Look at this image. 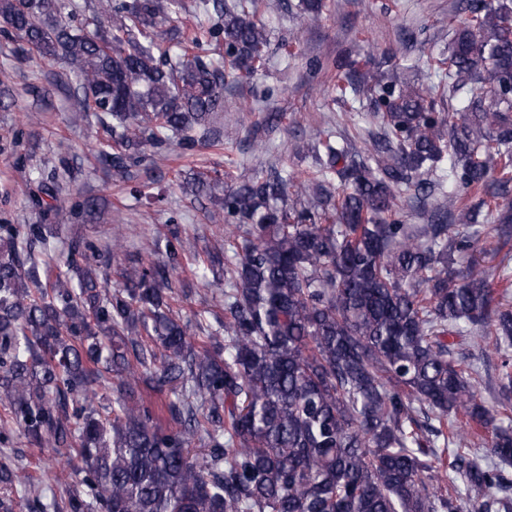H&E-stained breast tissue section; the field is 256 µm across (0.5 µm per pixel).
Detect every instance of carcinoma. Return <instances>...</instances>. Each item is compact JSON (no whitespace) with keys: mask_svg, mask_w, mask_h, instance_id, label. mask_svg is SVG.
<instances>
[{"mask_svg":"<svg viewBox=\"0 0 512 512\" xmlns=\"http://www.w3.org/2000/svg\"><path fill=\"white\" fill-rule=\"evenodd\" d=\"M0 0L18 53L61 60L73 111L110 133L98 158L129 178L144 147L220 143L224 80L252 76L269 43L262 0ZM467 22L435 61L437 84L379 82L335 62L336 97L369 98L379 132L318 139L316 167L224 174L217 220L229 250L167 253L201 283L223 271L224 313L183 318L174 267L152 254L104 285L102 262L54 271L62 225L94 214L55 204L71 174L57 157L29 178L32 224L0 222V443L19 433L82 477L59 494L0 458V512H512V305L465 224L512 238V7L468 0ZM211 17L174 34L178 15ZM224 45V65L202 56ZM446 165L448 186L432 179ZM219 177L198 171L187 188ZM343 186L337 192L335 184ZM440 191L427 223L403 202ZM468 257L466 269L452 256ZM450 336L502 354L482 401ZM166 391L170 426L145 404ZM112 404L97 409L106 392ZM463 416L488 432L485 453Z\"/></svg>","mask_w":512,"mask_h":512,"instance_id":"1","label":"carcinoma"}]
</instances>
